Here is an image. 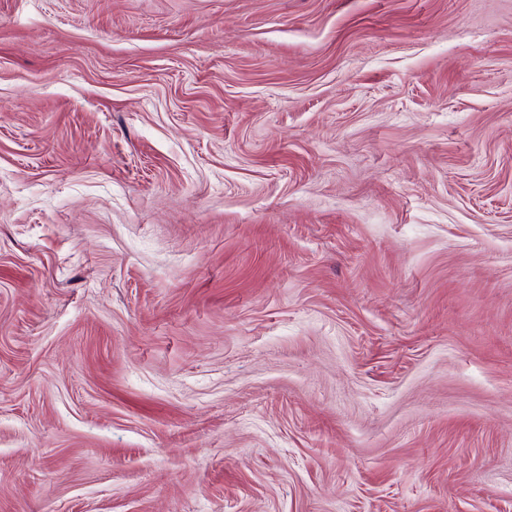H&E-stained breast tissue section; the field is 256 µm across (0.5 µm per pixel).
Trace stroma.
Returning a JSON list of instances; mask_svg holds the SVG:
<instances>
[{
  "mask_svg": "<svg viewBox=\"0 0 512 512\" xmlns=\"http://www.w3.org/2000/svg\"><path fill=\"white\" fill-rule=\"evenodd\" d=\"M0 512H512V0H0Z\"/></svg>",
  "mask_w": 512,
  "mask_h": 512,
  "instance_id": "1",
  "label": "stroma"
}]
</instances>
